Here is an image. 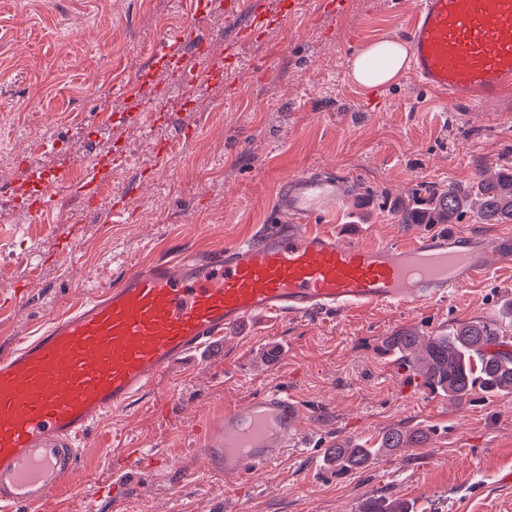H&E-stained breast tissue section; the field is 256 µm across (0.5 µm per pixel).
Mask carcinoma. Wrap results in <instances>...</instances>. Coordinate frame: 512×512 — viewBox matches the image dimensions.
I'll list each match as a JSON object with an SVG mask.
<instances>
[{
	"mask_svg": "<svg viewBox=\"0 0 512 512\" xmlns=\"http://www.w3.org/2000/svg\"><path fill=\"white\" fill-rule=\"evenodd\" d=\"M481 224L512 223V169L489 174L477 169L466 187L421 185L408 202L394 210L402 224H458L467 214ZM512 341L507 330L493 319L458 322L426 339L414 331L400 330L385 340V350L421 377L432 392L463 403L477 390L512 393ZM421 430H385L372 447L357 442H338L329 449L327 464L341 474L366 468L380 453L424 444ZM360 512H410L401 499L384 495L368 497Z\"/></svg>",
	"mask_w": 512,
	"mask_h": 512,
	"instance_id": "obj_1",
	"label": "carcinoma"
}]
</instances>
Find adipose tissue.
Wrapping results in <instances>:
<instances>
[{"mask_svg": "<svg viewBox=\"0 0 512 512\" xmlns=\"http://www.w3.org/2000/svg\"><path fill=\"white\" fill-rule=\"evenodd\" d=\"M409 48L406 42L380 39L365 45L355 56L351 77L362 89L372 90L399 82L408 68Z\"/></svg>", "mask_w": 512, "mask_h": 512, "instance_id": "obj_1", "label": "adipose tissue"}]
</instances>
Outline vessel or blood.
<instances>
[{
    "mask_svg": "<svg viewBox=\"0 0 512 512\" xmlns=\"http://www.w3.org/2000/svg\"><path fill=\"white\" fill-rule=\"evenodd\" d=\"M405 36L415 78L449 105L499 103L512 93V0H416ZM197 42L183 27L156 48L196 92L218 69L197 55ZM345 193L333 174H291L275 201L287 223L208 257L134 267L0 355V512H48L95 426L230 328L265 314L444 301L512 264L511 233L442 230L369 245L322 226ZM300 414L299 401L278 387L225 407L201 440L205 476L275 467L301 444Z\"/></svg>",
    "mask_w": 512,
    "mask_h": 512,
    "instance_id": "obj_1",
    "label": "vessel or blood"
}]
</instances>
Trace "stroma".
Returning <instances> with one entry per match:
<instances>
[{
    "instance_id": "stroma-1",
    "label": "stroma",
    "mask_w": 512,
    "mask_h": 512,
    "mask_svg": "<svg viewBox=\"0 0 512 512\" xmlns=\"http://www.w3.org/2000/svg\"><path fill=\"white\" fill-rule=\"evenodd\" d=\"M228 0H0V188L134 149L113 171V193L138 188L125 219L112 200L86 207L68 183L56 208L33 218L0 209V353L37 335L124 271L183 254L206 256L256 237L281 180L321 168L349 191L326 225L370 243L428 232L398 223L393 209L417 184L464 185L478 167H512V111L462 112L413 75L365 91L350 78L369 41L401 37L411 0H348L343 12L314 0H251L264 19L252 39L230 41ZM185 24L221 48L209 88L188 97L156 57L167 31ZM140 79L139 98L112 86ZM152 104V125L126 113ZM112 114L98 135L96 111ZM47 142L29 153L31 142ZM177 143L166 166L156 149ZM25 287L23 299L10 291ZM512 271L447 301L294 319L266 315L168 370L149 391L101 421L53 512H358L368 496L407 501L412 512H512V394L476 393L456 405L424 387L382 343L401 329L427 337L460 321L506 314ZM278 386L302 404L303 443L280 467L250 476H202L205 420L227 404ZM390 427L422 428V446L336 475L323 465L341 440H374ZM146 454L124 465L134 449Z\"/></svg>"
}]
</instances>
